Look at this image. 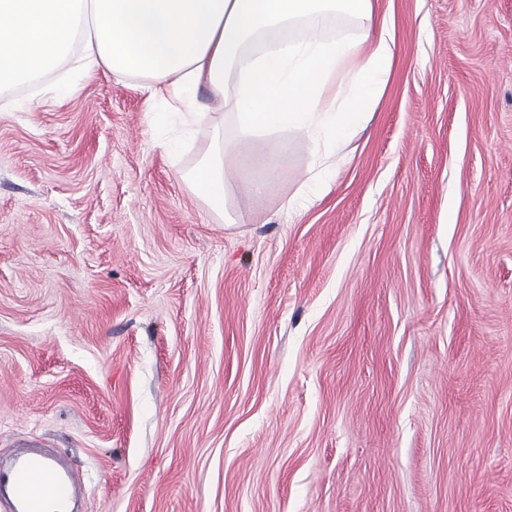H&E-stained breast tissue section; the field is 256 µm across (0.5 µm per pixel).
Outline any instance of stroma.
Here are the masks:
<instances>
[{
	"label": "stroma",
	"mask_w": 512,
	"mask_h": 512,
	"mask_svg": "<svg viewBox=\"0 0 512 512\" xmlns=\"http://www.w3.org/2000/svg\"><path fill=\"white\" fill-rule=\"evenodd\" d=\"M376 2L391 79L293 216L294 134L225 224L140 81L0 91L1 458L62 449L87 512H512V0Z\"/></svg>",
	"instance_id": "stroma-1"
}]
</instances>
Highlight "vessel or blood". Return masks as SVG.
<instances>
[{
	"mask_svg": "<svg viewBox=\"0 0 512 512\" xmlns=\"http://www.w3.org/2000/svg\"><path fill=\"white\" fill-rule=\"evenodd\" d=\"M6 512H73L80 480L57 452L33 450L0 469Z\"/></svg>",
	"mask_w": 512,
	"mask_h": 512,
	"instance_id": "b4317fda",
	"label": "vessel or blood"
}]
</instances>
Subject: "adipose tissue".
<instances>
[{"instance_id":"obj_1","label":"adipose tissue","mask_w":512,"mask_h":512,"mask_svg":"<svg viewBox=\"0 0 512 512\" xmlns=\"http://www.w3.org/2000/svg\"><path fill=\"white\" fill-rule=\"evenodd\" d=\"M338 11L364 19L359 35L324 37ZM262 38L265 48L248 54ZM395 48L394 26L375 19L373 0H0V90L71 58L88 76L141 80L168 114L211 123L212 148L192 184L225 219L238 140L260 156L280 131L306 139L316 163L287 207L320 196L364 129Z\"/></svg>"}]
</instances>
